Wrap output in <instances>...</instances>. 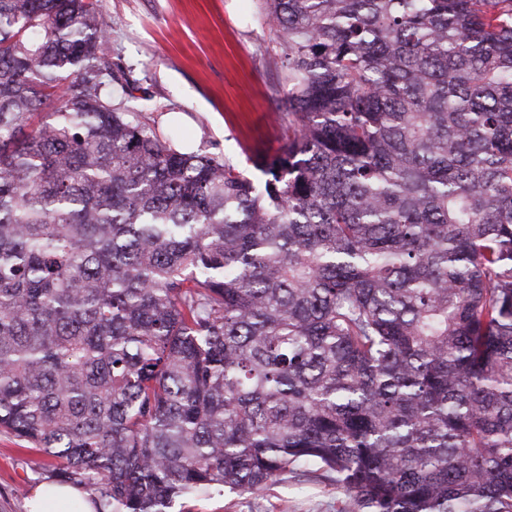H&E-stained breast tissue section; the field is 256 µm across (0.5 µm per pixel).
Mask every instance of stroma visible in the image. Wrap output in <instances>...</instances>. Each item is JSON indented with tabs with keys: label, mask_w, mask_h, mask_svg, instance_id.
Masks as SVG:
<instances>
[{
	"label": "stroma",
	"mask_w": 512,
	"mask_h": 512,
	"mask_svg": "<svg viewBox=\"0 0 512 512\" xmlns=\"http://www.w3.org/2000/svg\"><path fill=\"white\" fill-rule=\"evenodd\" d=\"M110 28L102 51L135 87L143 121L177 145L258 178L251 159L288 141L283 49L260 0H98ZM48 459L0 432V512H28ZM335 485L288 473L257 495L213 492L184 512H336Z\"/></svg>",
	"instance_id": "1"
}]
</instances>
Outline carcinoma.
<instances>
[{
  "instance_id": "obj_1",
  "label": "carcinoma",
  "mask_w": 512,
  "mask_h": 512,
  "mask_svg": "<svg viewBox=\"0 0 512 512\" xmlns=\"http://www.w3.org/2000/svg\"><path fill=\"white\" fill-rule=\"evenodd\" d=\"M254 181L127 105L96 0H0V431L96 512H512V0H263ZM295 473L259 495L213 492L198 498L176 503L173 512H336V503L343 494L336 485L310 479L297 481Z\"/></svg>"
}]
</instances>
